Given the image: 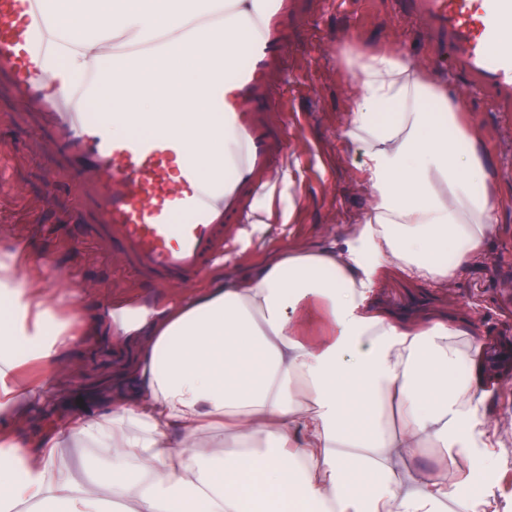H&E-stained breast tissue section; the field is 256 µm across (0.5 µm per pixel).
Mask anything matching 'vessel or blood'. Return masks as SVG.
Here are the masks:
<instances>
[{
    "instance_id": "1",
    "label": "vessel or blood",
    "mask_w": 512,
    "mask_h": 512,
    "mask_svg": "<svg viewBox=\"0 0 512 512\" xmlns=\"http://www.w3.org/2000/svg\"><path fill=\"white\" fill-rule=\"evenodd\" d=\"M447 56L449 67L492 101L512 111V0H399ZM323 0H187L178 24L151 35L111 24L106 66L57 86L60 61L74 49L53 17L57 0H0V71L54 130L58 149L86 178L98 204V235L119 248L132 277L187 281L239 251L250 225L260 223L261 194L278 186L288 159L280 100L288 56ZM198 46L207 57L197 94L205 110L192 134L166 126L116 138L110 115L90 111L103 72L127 76L173 50ZM220 134L224 151L202 170L192 138Z\"/></svg>"
}]
</instances>
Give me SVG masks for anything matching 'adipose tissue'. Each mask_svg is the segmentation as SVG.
<instances>
[{
	"instance_id": "ef3b65f1",
	"label": "adipose tissue",
	"mask_w": 512,
	"mask_h": 512,
	"mask_svg": "<svg viewBox=\"0 0 512 512\" xmlns=\"http://www.w3.org/2000/svg\"><path fill=\"white\" fill-rule=\"evenodd\" d=\"M180 0H97L58 22L84 41L56 77L80 82L104 42L99 20L150 31L175 23ZM169 88L130 78L135 94L105 87L95 102L112 133L156 123L186 132L203 105V57ZM343 134L369 203L345 249L293 247L256 273L201 287L185 306L120 308L117 337L153 335L134 393L106 414L75 415L37 440L18 429L22 404L45 397L54 366L85 331L57 294L0 279V512L32 503L51 512H499L476 493L460 459L494 460L484 397L455 368L471 359L463 326L400 322L375 307L392 267L445 283L479 263L502 204L491 155L468 112L398 50L369 56ZM443 104L430 111L427 101ZM90 446L105 469L77 476L62 460ZM427 452V466L416 458Z\"/></svg>"
}]
</instances>
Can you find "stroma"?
<instances>
[{"instance_id":"stroma-1","label":"stroma","mask_w":512,"mask_h":512,"mask_svg":"<svg viewBox=\"0 0 512 512\" xmlns=\"http://www.w3.org/2000/svg\"><path fill=\"white\" fill-rule=\"evenodd\" d=\"M418 22L402 16L395 0H326L290 54L293 80L283 95L290 155L275 194L263 197L261 224L240 255L222 264L225 280L248 273L250 263L299 244L318 249L341 245L342 230L367 206L358 158L342 141L354 84L350 58L391 45L418 69L429 72L451 101L472 113L484 130L493 176L502 195L512 196V125L450 68L418 34ZM95 207L68 164L57 154L50 130L16 98L0 77V261L23 249L42 265L40 287L62 289L90 334L61 357L52 397L24 404V429L35 438L64 418L106 413L114 397L133 383L144 340L117 342L112 310L122 303L165 311L180 307L203 278L153 283L132 278L120 251L101 247L90 230ZM456 296L460 307L448 303ZM377 303L400 320L427 316L467 325L475 344L471 366L458 369L485 392L489 429L512 424V362L490 370L486 353L512 346V206L496 213L486 259L464 275L438 284L390 274ZM497 469L466 460L476 489L492 485L500 512H512V431L502 434Z\"/></svg>"}]
</instances>
